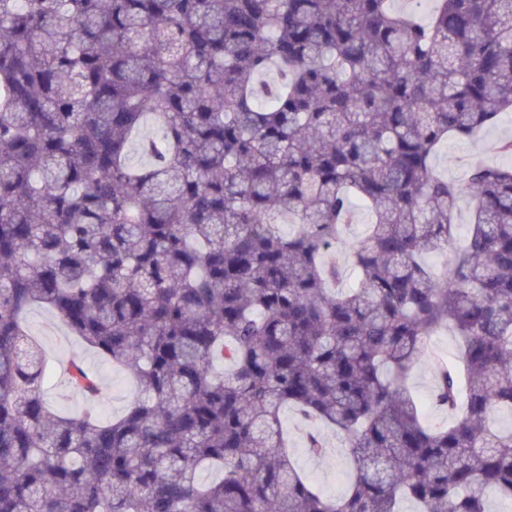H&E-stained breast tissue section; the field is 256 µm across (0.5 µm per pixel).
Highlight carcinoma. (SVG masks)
<instances>
[{"label": "carcinoma", "instance_id": "obj_1", "mask_svg": "<svg viewBox=\"0 0 512 512\" xmlns=\"http://www.w3.org/2000/svg\"><path fill=\"white\" fill-rule=\"evenodd\" d=\"M507 112L512 0H0V512L512 502V168L433 165ZM34 307L133 380L123 414L53 407ZM442 329L436 428L405 382ZM286 407L344 436L341 496ZM282 425L288 434V442L297 468L302 471L326 495L338 497L345 491L347 485L348 450L341 436L330 429H324L322 434L331 445L322 457H313L305 450L306 427L299 426L297 415L291 409H285Z\"/></svg>", "mask_w": 512, "mask_h": 512}]
</instances>
